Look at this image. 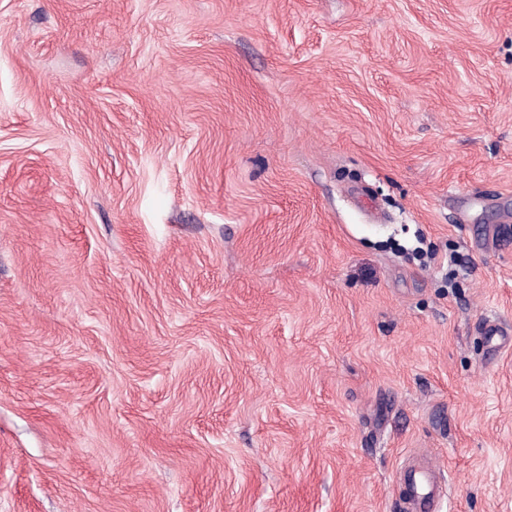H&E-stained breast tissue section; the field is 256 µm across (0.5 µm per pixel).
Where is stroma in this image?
<instances>
[{"instance_id": "1", "label": "stroma", "mask_w": 512, "mask_h": 512, "mask_svg": "<svg viewBox=\"0 0 512 512\" xmlns=\"http://www.w3.org/2000/svg\"><path fill=\"white\" fill-rule=\"evenodd\" d=\"M512 0H0V512H512ZM443 487L440 467L433 461H425L424 466L411 477L409 504L415 512L435 510Z\"/></svg>"}]
</instances>
